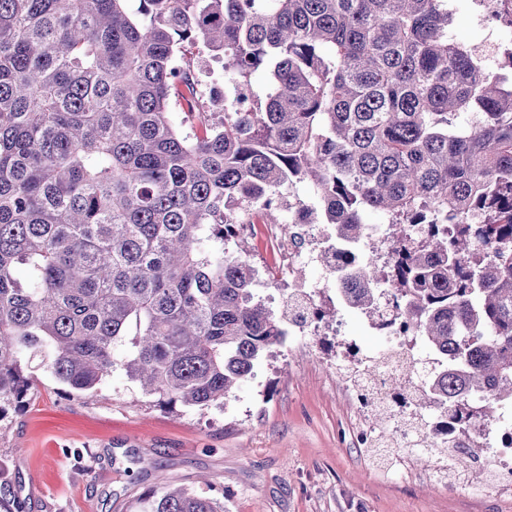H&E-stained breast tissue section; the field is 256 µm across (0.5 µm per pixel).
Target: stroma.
<instances>
[{
	"label": "stroma",
	"instance_id": "1",
	"mask_svg": "<svg viewBox=\"0 0 512 512\" xmlns=\"http://www.w3.org/2000/svg\"><path fill=\"white\" fill-rule=\"evenodd\" d=\"M338 336L269 354L223 407L163 409L119 371L75 396L45 379L0 416V475L23 512H134L159 479L223 502L224 512H512L488 474L449 477L443 460L377 459L337 384L343 352L380 353L345 309Z\"/></svg>",
	"mask_w": 512,
	"mask_h": 512
}]
</instances>
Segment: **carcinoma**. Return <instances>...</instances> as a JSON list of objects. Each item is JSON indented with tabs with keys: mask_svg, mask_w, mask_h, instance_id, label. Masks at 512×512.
I'll list each match as a JSON object with an SVG mask.
<instances>
[{
	"mask_svg": "<svg viewBox=\"0 0 512 512\" xmlns=\"http://www.w3.org/2000/svg\"><path fill=\"white\" fill-rule=\"evenodd\" d=\"M129 2L0 0V416L39 371L85 394L120 369L161 408L224 405L287 335L228 248L237 210L274 224L308 182L338 241L368 211L425 226L386 282L455 364L409 398L492 422L512 402V79L451 38L448 0ZM206 60L235 83L222 113ZM380 275L366 258L343 288L371 319ZM0 512H23L2 481ZM137 512L224 503L165 484Z\"/></svg>",
	"mask_w": 512,
	"mask_h": 512,
	"instance_id": "obj_1",
	"label": "carcinoma"
}]
</instances>
